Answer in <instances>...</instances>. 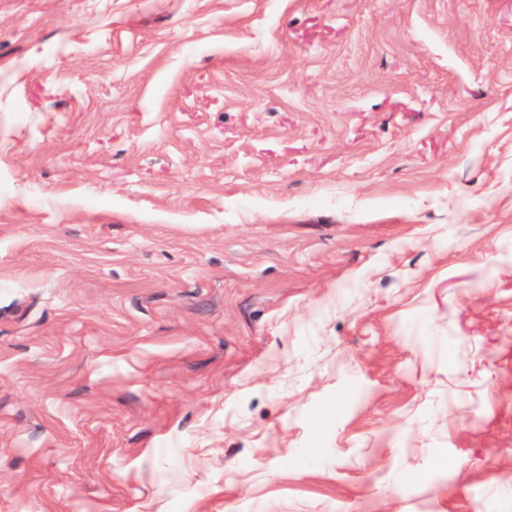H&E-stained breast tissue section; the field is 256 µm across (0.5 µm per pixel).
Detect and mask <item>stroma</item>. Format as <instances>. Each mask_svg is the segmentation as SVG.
<instances>
[{
  "mask_svg": "<svg viewBox=\"0 0 512 512\" xmlns=\"http://www.w3.org/2000/svg\"><path fill=\"white\" fill-rule=\"evenodd\" d=\"M0 512H512V0H0Z\"/></svg>",
  "mask_w": 512,
  "mask_h": 512,
  "instance_id": "35a3bbf8",
  "label": "stroma"
}]
</instances>
